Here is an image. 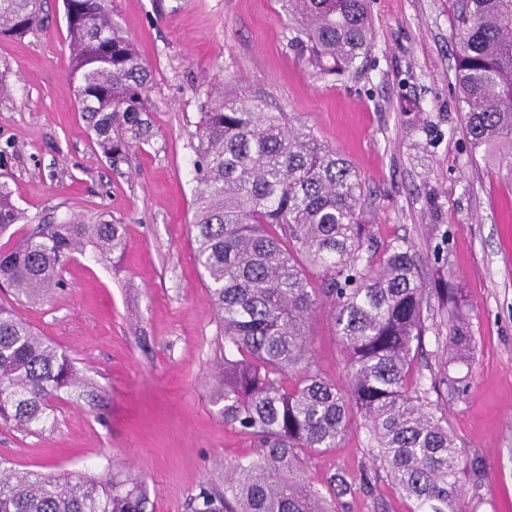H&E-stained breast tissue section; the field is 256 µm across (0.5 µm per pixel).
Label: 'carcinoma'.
Wrapping results in <instances>:
<instances>
[{
	"mask_svg": "<svg viewBox=\"0 0 512 512\" xmlns=\"http://www.w3.org/2000/svg\"><path fill=\"white\" fill-rule=\"evenodd\" d=\"M70 79L105 157L125 159L147 134L148 70L112 14V0H65ZM291 42L323 76H342L371 50L368 0H285ZM42 0H0V34L18 39L42 25ZM453 37L455 85L472 150L506 151L512 166V0H463ZM194 169L200 190L194 258L224 336V424L254 439L257 458L227 469L224 488L203 486L194 512H336L374 485L339 469L326 491L300 476L304 459L336 447L359 414L411 512H462L458 483L486 475L458 448L443 409L407 376L431 310L416 254L401 241L372 251L374 225L363 181L335 149L288 124L261 100L207 97ZM26 219L0 183V235ZM125 225L75 217L40 224L0 251V282L16 300L42 302L62 269L87 247L125 248ZM331 309L346 384L324 380L306 323L316 306L310 276ZM448 360L466 347L452 321ZM81 378L70 356L0 306V421L36 434L55 421L62 394ZM140 482L86 472L46 474L0 460V512H145Z\"/></svg>",
	"mask_w": 512,
	"mask_h": 512,
	"instance_id": "obj_1",
	"label": "carcinoma"
}]
</instances>
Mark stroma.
<instances>
[{"mask_svg": "<svg viewBox=\"0 0 512 512\" xmlns=\"http://www.w3.org/2000/svg\"><path fill=\"white\" fill-rule=\"evenodd\" d=\"M373 46L358 71L317 74L291 47L281 0H113L112 10L149 69L146 137L112 163L95 143L69 85L63 0H43V26L0 35V182L28 217L0 237L9 248L37 225L73 217L125 225L124 250L86 249L47 301L0 305L67 351L87 387L60 402L39 434L0 424V456L18 469L96 476L128 473L146 512H192L201 485H223L227 464L253 457L252 439L225 425L219 371L224 341L194 260L190 231L199 184L197 133L208 93L262 99L293 126L336 149L360 173L374 247L405 239L426 284L451 271L471 336L450 366L455 392L439 396L465 454L488 476L460 484L464 512H512V169L497 152L472 151L455 92L451 39L456 0H369ZM450 236L447 265L434 260L432 227ZM451 323L434 308L409 379L430 385ZM323 378L343 384L345 361L328 306L308 320ZM360 416L332 451L307 458L303 476L323 487L337 468L376 477L374 495L339 512H389L412 504L370 453Z\"/></svg>", "mask_w": 512, "mask_h": 512, "instance_id": "stroma-1", "label": "stroma"}]
</instances>
